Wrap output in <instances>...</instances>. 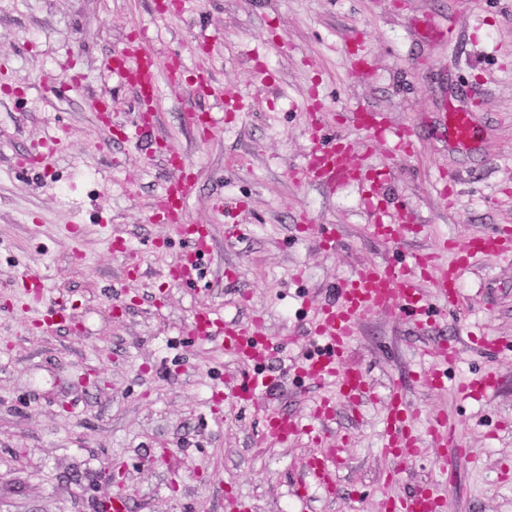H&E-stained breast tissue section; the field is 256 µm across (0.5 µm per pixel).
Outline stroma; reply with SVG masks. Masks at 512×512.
Wrapping results in <instances>:
<instances>
[{
    "instance_id": "obj_1",
    "label": "stroma",
    "mask_w": 512,
    "mask_h": 512,
    "mask_svg": "<svg viewBox=\"0 0 512 512\" xmlns=\"http://www.w3.org/2000/svg\"><path fill=\"white\" fill-rule=\"evenodd\" d=\"M430 18L452 40L424 36ZM133 37L161 69L184 72L160 79L156 135L192 173L186 219L204 225L210 254L180 285L165 271L191 240L150 220L177 171L128 139L143 109L106 70ZM450 103L472 114L470 147L439 124ZM360 110L412 130V153L358 129ZM193 113L219 124L205 132ZM314 120L351 142L379 197L419 233L383 244L367 231L361 186L296 179ZM51 136L55 152L20 167ZM226 198L242 204L234 238L218 209ZM501 226L512 227V0H180L171 11L158 0H0V512H99L119 491L130 512H230L235 498L254 512H381L417 485L443 498V512H512V258L471 259L461 306L431 328L397 310L359 325L349 359L373 398L357 415L335 409L345 465L329 500L296 490L317 446L277 442L262 411L215 398L248 369L191 333L202 308L259 318L278 345L259 367L279 386L273 407L310 422L331 386L300 363L331 288L443 239L452 262L456 247ZM32 274L64 320L36 326L41 309L21 288ZM445 337L457 357L434 388ZM486 373L496 388L461 400L459 383ZM395 385L417 432L447 420L460 447L385 455Z\"/></svg>"
}]
</instances>
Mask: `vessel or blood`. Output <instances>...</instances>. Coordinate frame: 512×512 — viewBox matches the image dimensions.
<instances>
[{"mask_svg":"<svg viewBox=\"0 0 512 512\" xmlns=\"http://www.w3.org/2000/svg\"><path fill=\"white\" fill-rule=\"evenodd\" d=\"M106 66L133 89L144 105L141 129L146 133L151 132L156 125L155 99L159 84L156 57L143 51L140 46L131 44L121 54L107 60ZM440 124L449 138L457 143H466L473 137L468 113L456 106L446 107L440 115ZM310 136L314 148L299 172L300 181L331 188L347 181L373 184L370 171L354 163L346 139L325 140L315 124L310 127ZM191 188L192 179L186 173L169 182L152 207L153 222H185L186 200ZM415 230V225L406 223L404 213L400 212L390 223L371 225L370 235L394 246ZM448 248L449 243L444 240L435 251L414 255L410 264L397 266L384 263L361 268L354 276L341 282L335 298L319 309L312 335L320 347L312 351L301 369L315 382H334L336 392L321 396L316 401L314 425L303 426L288 415L271 410L273 389L264 375L256 373L248 376L242 384L229 386L227 397L237 405L243 403L264 409L267 430L274 439L285 441L306 435L314 441H321L322 433L317 423L333 416L337 402L355 407L370 395L365 374L347 358L360 321L376 312L397 309L414 316L417 324L423 327L427 324L426 317L431 306L455 309L460 298L461 268L469 259L481 254L512 257V228L502 227L491 233L478 234L457 252L455 262L438 264V255L447 252ZM208 253L205 235H198L192 248L184 252L171 270L172 279L181 282L192 279ZM427 282L432 285L428 291L423 288ZM257 327L254 321L220 319L210 309L198 311L191 324L195 336L204 341H220L227 353L249 365L268 360L277 349L276 344L260 336ZM495 383V376L489 373L460 383L458 390L462 398L475 399L483 396ZM415 420L403 394L398 389H391L383 418L386 454L398 457L405 450L416 449L420 437L414 428ZM339 463L340 456L334 448L313 456L301 481L302 486L333 488ZM383 509L384 512H442L443 507L430 488L422 486L387 498Z\"/></svg>","mask_w":512,"mask_h":512,"instance_id":"obj_1","label":"vessel or blood"}]
</instances>
